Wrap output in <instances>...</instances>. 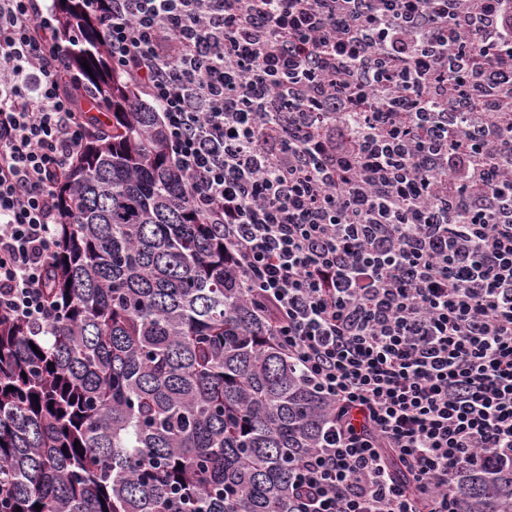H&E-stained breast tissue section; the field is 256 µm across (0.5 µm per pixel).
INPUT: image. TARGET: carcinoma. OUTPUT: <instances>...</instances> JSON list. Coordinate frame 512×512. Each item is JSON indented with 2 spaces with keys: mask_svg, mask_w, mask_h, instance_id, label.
<instances>
[{
  "mask_svg": "<svg viewBox=\"0 0 512 512\" xmlns=\"http://www.w3.org/2000/svg\"><path fill=\"white\" fill-rule=\"evenodd\" d=\"M56 14L80 37L65 78L104 114L57 183L50 319L0 317V512H297L292 465L333 413L268 340L87 0ZM460 494L512 512V467L462 472Z\"/></svg>",
  "mask_w": 512,
  "mask_h": 512,
  "instance_id": "carcinoma-1",
  "label": "carcinoma"
}]
</instances>
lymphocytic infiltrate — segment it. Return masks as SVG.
I'll return each instance as SVG.
<instances>
[{
  "mask_svg": "<svg viewBox=\"0 0 512 512\" xmlns=\"http://www.w3.org/2000/svg\"><path fill=\"white\" fill-rule=\"evenodd\" d=\"M88 6L334 412L302 512H459L462 470L512 465V0ZM55 28L52 0H0V314L38 323L92 131Z\"/></svg>",
  "mask_w": 512,
  "mask_h": 512,
  "instance_id": "f902f5d3",
  "label": "lymphocytic infiltrate"
}]
</instances>
